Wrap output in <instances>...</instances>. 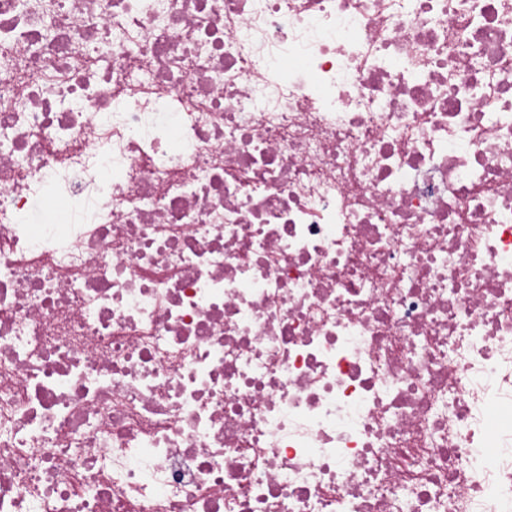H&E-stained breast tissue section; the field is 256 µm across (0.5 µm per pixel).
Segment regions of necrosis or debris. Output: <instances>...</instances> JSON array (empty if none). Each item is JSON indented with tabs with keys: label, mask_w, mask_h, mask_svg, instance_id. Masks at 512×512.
Returning <instances> with one entry per match:
<instances>
[{
	"label": "necrosis or debris",
	"mask_w": 512,
	"mask_h": 512,
	"mask_svg": "<svg viewBox=\"0 0 512 512\" xmlns=\"http://www.w3.org/2000/svg\"><path fill=\"white\" fill-rule=\"evenodd\" d=\"M0 512H512V0H0Z\"/></svg>",
	"instance_id": "obj_1"
}]
</instances>
